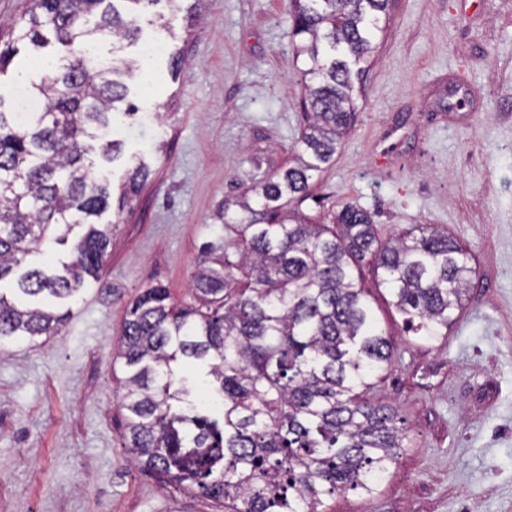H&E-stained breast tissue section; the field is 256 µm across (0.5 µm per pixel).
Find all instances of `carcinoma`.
Masks as SVG:
<instances>
[{"mask_svg": "<svg viewBox=\"0 0 512 512\" xmlns=\"http://www.w3.org/2000/svg\"><path fill=\"white\" fill-rule=\"evenodd\" d=\"M161 0H33L0 39V74L19 45L54 60L31 84L41 112L0 111V341L57 335L66 302L100 274L112 225H92L108 207L110 182L89 176L97 155L114 162L108 116L124 101L120 74L134 65L88 60L98 38L131 40L136 19L118 3ZM389 0H289L291 37L303 56L306 124L288 166L220 214L237 238V260L199 270L197 301L179 306L168 289H147L128 307L117 358L122 437L131 462L165 484L183 483L224 501V512H318L338 492L373 495L405 448L395 410L366 394L392 365L354 268L374 261L378 286L420 340L448 337L473 269L463 246L430 224L382 240L372 215L346 205L339 230L297 209L356 120L352 66L370 56ZM90 228L70 256L30 266L41 247ZM13 284L14 295L3 293ZM209 366L218 407L201 413L175 365Z\"/></svg>", "mask_w": 512, "mask_h": 512, "instance_id": "cac0c4a2", "label": "carcinoma"}]
</instances>
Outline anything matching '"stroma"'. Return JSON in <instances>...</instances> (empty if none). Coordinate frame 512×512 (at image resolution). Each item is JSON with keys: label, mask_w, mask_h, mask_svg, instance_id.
Returning <instances> with one entry per match:
<instances>
[{"label": "stroma", "mask_w": 512, "mask_h": 512, "mask_svg": "<svg viewBox=\"0 0 512 512\" xmlns=\"http://www.w3.org/2000/svg\"><path fill=\"white\" fill-rule=\"evenodd\" d=\"M133 40L95 43L123 76L136 116L114 111L122 158L92 175L118 186L112 242L97 279L68 302L57 336L0 341V512H224L161 485L122 446L121 363L127 307L146 289L193 301L196 270L223 258L225 200L287 166L303 122L288 0H166L139 8ZM356 86L358 116L312 183L304 214L332 224L343 206L369 211L381 236L446 228L474 269L447 338L420 340L357 268L393 362L372 399L394 408L409 446L374 496L340 493L324 512H512V0H393ZM163 45L147 57L143 48ZM184 63L170 70L171 52ZM19 54L0 75V110L38 80Z\"/></svg>", "instance_id": "1"}]
</instances>
